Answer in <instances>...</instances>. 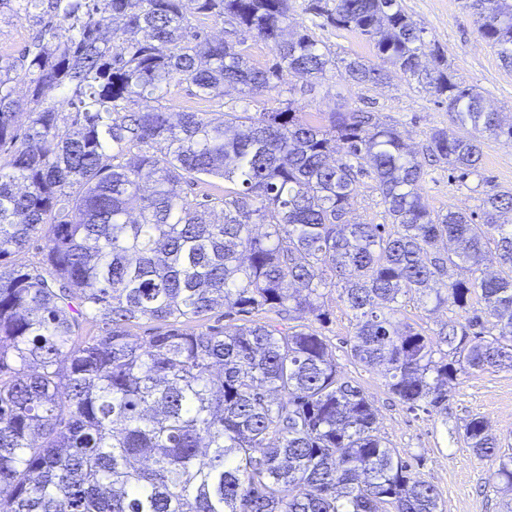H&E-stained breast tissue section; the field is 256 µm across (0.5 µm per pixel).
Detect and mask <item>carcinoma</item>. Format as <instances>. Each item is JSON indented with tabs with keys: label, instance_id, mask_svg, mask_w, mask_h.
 Listing matches in <instances>:
<instances>
[{
	"label": "carcinoma",
	"instance_id": "1",
	"mask_svg": "<svg viewBox=\"0 0 512 512\" xmlns=\"http://www.w3.org/2000/svg\"><path fill=\"white\" fill-rule=\"evenodd\" d=\"M288 2L0 0V21L35 29L23 54L0 53V512H441L437 488L377 436L372 401L321 332L207 321L323 323L321 290L339 283L354 360L384 367L409 408H438L462 376L512 371V191L486 194L480 224L431 211L424 163L395 124L362 108L314 124L302 87L259 112L172 114L161 101L183 83L254 98L285 71L314 85L341 67L379 84L393 68L447 104L454 128L432 131L424 155L465 174L482 164L481 139L512 140V123L440 49L421 65L424 29L401 0L308 4L365 36L377 64L322 50L292 27ZM470 7L511 68L512 0ZM195 15L223 20L228 37ZM242 33L270 44L272 63L253 64ZM367 166L389 228L347 219ZM210 177L233 187L212 192ZM493 234L496 275L483 271ZM444 238L470 277L445 281ZM408 296L463 321L432 341L396 317ZM142 320L157 324L146 340L132 334ZM464 440L498 461L512 512V452L482 417Z\"/></svg>",
	"mask_w": 512,
	"mask_h": 512
}]
</instances>
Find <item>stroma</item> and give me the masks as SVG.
Here are the masks:
<instances>
[{
	"label": "stroma",
	"mask_w": 512,
	"mask_h": 512,
	"mask_svg": "<svg viewBox=\"0 0 512 512\" xmlns=\"http://www.w3.org/2000/svg\"><path fill=\"white\" fill-rule=\"evenodd\" d=\"M308 0H291V15L306 27L319 45L338 56L372 59V44L358 32L339 29L323 17L306 12ZM406 12L424 28L423 64H430L433 48L444 51L448 65L464 85L478 89L488 109L512 120V70L478 33L477 14L463 0H402ZM241 95L233 88L207 98L191 94L187 86L171 87L166 105L170 112H221L240 107ZM307 118L326 121L330 112L353 107L376 111L394 123L414 151H422L432 130L453 126L446 105L408 85L394 73L384 85H354L339 72L300 100ZM479 172L460 175L439 166L426 167L421 195L430 210L480 212L482 200L494 189H512V141H482ZM329 321L321 332L329 340L342 374L359 386L376 409L378 434L388 447L409 461L415 473L434 484L442 512H501L500 496L492 477L495 461L476 456L462 433L466 421L483 417L502 448L512 447V372H479L449 388L445 410H409L391 394L382 368H368L350 355L355 321L336 288L323 296Z\"/></svg>",
	"instance_id": "stroma-1"
}]
</instances>
